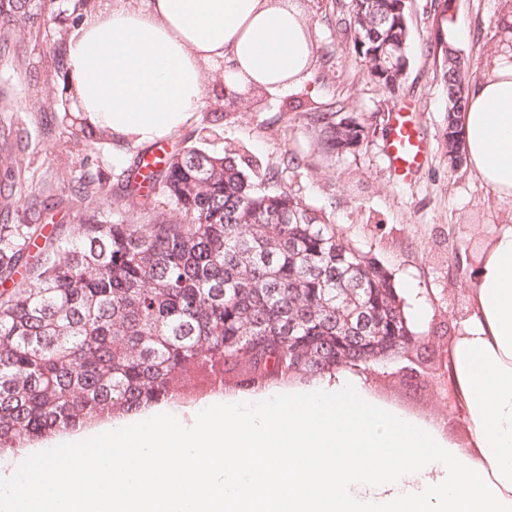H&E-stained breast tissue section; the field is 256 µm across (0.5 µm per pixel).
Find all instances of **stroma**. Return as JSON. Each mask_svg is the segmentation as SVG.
Here are the masks:
<instances>
[{
    "instance_id": "obj_1",
    "label": "stroma",
    "mask_w": 512,
    "mask_h": 512,
    "mask_svg": "<svg viewBox=\"0 0 512 512\" xmlns=\"http://www.w3.org/2000/svg\"><path fill=\"white\" fill-rule=\"evenodd\" d=\"M509 5L512 0H456L453 16L444 20L431 10L430 0H409L412 60L395 98L397 105L411 106L427 141L426 160L410 182L394 174L385 133H375L349 156L332 158L318 149L302 118L309 105L341 99L348 113L377 123L388 107V94L355 67L334 16L311 8L302 15L325 54L311 74L230 116L214 110L221 90L209 86L205 107L161 140L170 153L191 144L214 153L229 145L240 148L243 164L258 161L275 172L268 190H290L323 210L355 246L392 273L397 288L406 293L407 306L428 309V319L413 325L437 347L427 364V390L406 394L395 362L369 375L366 383L376 400L457 439L465 438L467 430L445 403L447 348L468 306L474 257L497 225L512 223V201L497 199L468 167L449 169L442 60L427 52L425 43L435 31H443L478 74H485L497 51V17ZM52 8L54 19L48 25L15 26V58L0 60V212L8 211L9 223L30 226L48 209L58 224L77 223L91 207L115 219L124 211L128 174L152 146L112 139L83 150L72 147L70 129L55 105L62 82L54 77L73 27L70 2L54 0ZM291 156L299 158V167H286ZM83 178L100 186L89 206L76 202L71 192ZM264 396L261 390L206 386L167 410L186 418L214 401L253 402Z\"/></svg>"
}]
</instances>
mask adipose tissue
<instances>
[{"label":"adipose tissue","instance_id":"adipose-tissue-1","mask_svg":"<svg viewBox=\"0 0 512 512\" xmlns=\"http://www.w3.org/2000/svg\"><path fill=\"white\" fill-rule=\"evenodd\" d=\"M306 65L298 10L272 0H106L66 44L77 115L138 143L184 126L211 76L278 93ZM463 141L471 171L511 200L512 51L469 87ZM468 301L448 347L465 440L391 411L340 369L248 412L218 403L187 428L158 414L75 439L85 456L0 474V512H512V224L485 240Z\"/></svg>","mask_w":512,"mask_h":512}]
</instances>
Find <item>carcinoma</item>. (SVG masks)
I'll return each mask as SVG.
<instances>
[{
  "mask_svg": "<svg viewBox=\"0 0 512 512\" xmlns=\"http://www.w3.org/2000/svg\"><path fill=\"white\" fill-rule=\"evenodd\" d=\"M0 56L9 25L46 24L42 0H0ZM355 65L395 94L411 61L408 0L336 3ZM403 45L384 77L375 52ZM448 96L469 63L436 37ZM322 152L344 156L365 122L318 106L304 112ZM77 142L103 134L74 118ZM128 217L92 212L37 226L17 244L0 225V450L85 426L105 411L137 414L187 396L198 380L258 390L339 368L374 373L398 358L421 370L428 344L410 328L392 273L354 247L325 214L290 191L259 188L237 153L197 146L149 162L127 179ZM160 195L170 205L156 209ZM41 259L15 282L25 252Z\"/></svg>",
  "mask_w": 512,
  "mask_h": 512,
  "instance_id": "cac0c4a2",
  "label": "carcinoma"
}]
</instances>
